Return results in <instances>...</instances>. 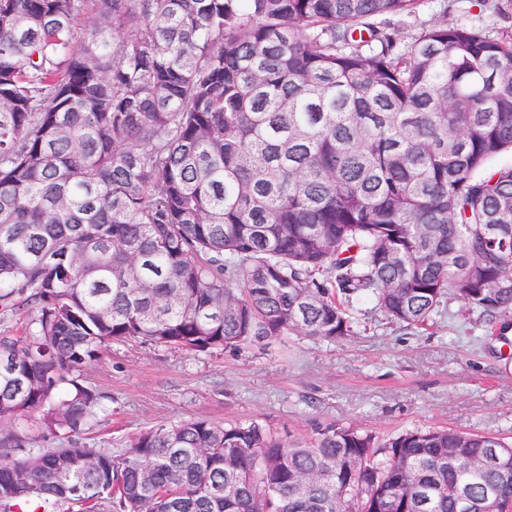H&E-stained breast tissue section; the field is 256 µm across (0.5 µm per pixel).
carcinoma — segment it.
<instances>
[{"instance_id": "1", "label": "carcinoma", "mask_w": 512, "mask_h": 512, "mask_svg": "<svg viewBox=\"0 0 512 512\" xmlns=\"http://www.w3.org/2000/svg\"><path fill=\"white\" fill-rule=\"evenodd\" d=\"M424 0H0V512H499L512 444L256 419L79 440L113 343L190 353L512 317V25ZM496 285L495 293L488 286ZM46 410L58 446L24 419ZM454 460L448 461V449ZM498 491L501 502L490 500ZM425 5L421 8L420 17L414 26L401 30L404 36H409L416 25L422 21L429 20H448L462 21L483 25L487 30L494 34L499 27L508 25L509 22H494V5L496 0H425ZM32 316L31 306L23 301V297H14L7 307L0 305V336H23Z\"/></svg>"}]
</instances>
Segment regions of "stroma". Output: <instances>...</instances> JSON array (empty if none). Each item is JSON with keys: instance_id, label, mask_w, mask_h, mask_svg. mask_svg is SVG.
<instances>
[{"instance_id": "1", "label": "stroma", "mask_w": 512, "mask_h": 512, "mask_svg": "<svg viewBox=\"0 0 512 512\" xmlns=\"http://www.w3.org/2000/svg\"><path fill=\"white\" fill-rule=\"evenodd\" d=\"M496 0H426L420 18L499 28ZM104 396L84 438L119 451L154 424L257 419L291 440L320 422L378 435L415 427L512 436V341L497 338L458 299L440 306L429 333L390 322L359 302L352 336L287 347L188 354L137 341L112 344L86 372Z\"/></svg>"}]
</instances>
